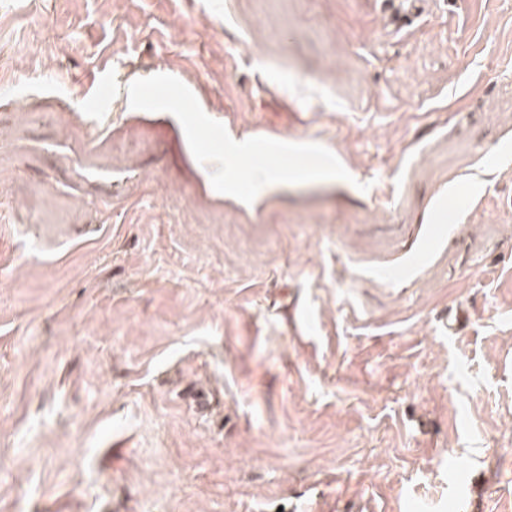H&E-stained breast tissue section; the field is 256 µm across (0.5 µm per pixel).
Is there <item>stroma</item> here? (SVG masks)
<instances>
[{"label":"stroma","instance_id":"1","mask_svg":"<svg viewBox=\"0 0 512 512\" xmlns=\"http://www.w3.org/2000/svg\"><path fill=\"white\" fill-rule=\"evenodd\" d=\"M427 2L0 0V512H512V0ZM155 74L349 180L217 192Z\"/></svg>","mask_w":512,"mask_h":512}]
</instances>
